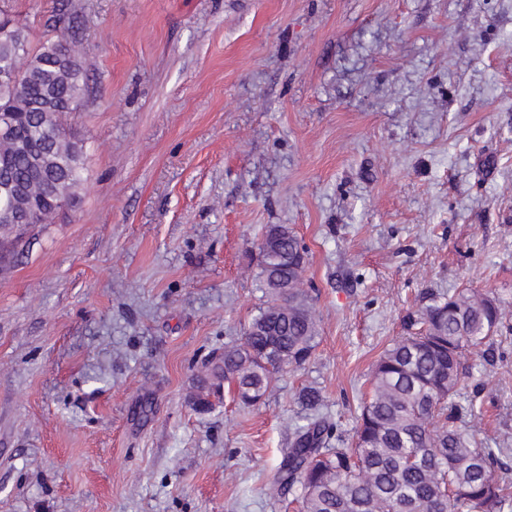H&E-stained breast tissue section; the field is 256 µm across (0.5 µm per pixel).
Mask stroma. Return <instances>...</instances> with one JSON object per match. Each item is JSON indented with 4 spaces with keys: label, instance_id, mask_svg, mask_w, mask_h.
<instances>
[{
    "label": "stroma",
    "instance_id": "obj_1",
    "mask_svg": "<svg viewBox=\"0 0 512 512\" xmlns=\"http://www.w3.org/2000/svg\"><path fill=\"white\" fill-rule=\"evenodd\" d=\"M73 15L70 33L52 25ZM68 36L77 198L0 272V512H299L267 493L307 412L351 447L407 317L504 316L454 397L512 482V0H0ZM307 250L311 360L253 407L191 402L267 301V225Z\"/></svg>",
    "mask_w": 512,
    "mask_h": 512
}]
</instances>
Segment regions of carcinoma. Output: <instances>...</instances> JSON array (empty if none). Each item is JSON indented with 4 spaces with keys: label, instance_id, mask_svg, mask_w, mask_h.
Listing matches in <instances>:
<instances>
[{
    "label": "carcinoma",
    "instance_id": "carcinoma-1",
    "mask_svg": "<svg viewBox=\"0 0 512 512\" xmlns=\"http://www.w3.org/2000/svg\"><path fill=\"white\" fill-rule=\"evenodd\" d=\"M27 45L20 27L0 37V68ZM28 70L23 91L0 87V117L15 122L0 139V210L49 224L82 181L84 140L67 133L61 117L86 95L87 77L64 35L33 51ZM259 256L270 300L240 342L212 354L196 396L205 411L224 386L244 406L260 403L281 371L302 368L315 350L317 325L302 289L305 247L288 226L271 224ZM501 319L496 299L471 290L420 311L423 329L394 342L372 369L352 448L329 447L337 426L319 414L318 392L303 393L312 414L292 434L274 492L298 488L302 512H512L498 454L475 446L453 403L464 351L485 345Z\"/></svg>",
    "mask_w": 512,
    "mask_h": 512
}]
</instances>
